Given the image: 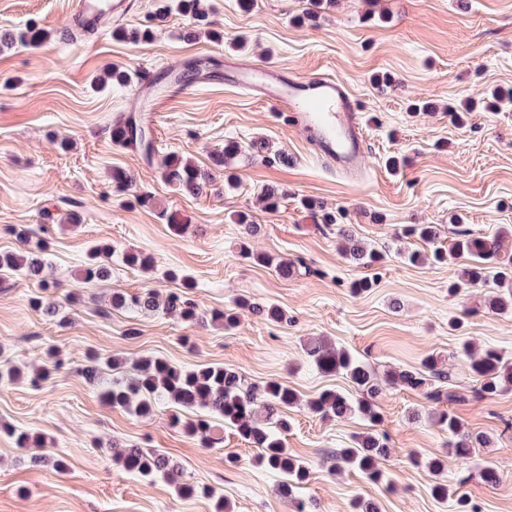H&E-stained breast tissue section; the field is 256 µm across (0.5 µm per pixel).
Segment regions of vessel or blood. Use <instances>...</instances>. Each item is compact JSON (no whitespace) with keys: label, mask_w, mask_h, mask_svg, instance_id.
<instances>
[{"label":"vessel or blood","mask_w":512,"mask_h":512,"mask_svg":"<svg viewBox=\"0 0 512 512\" xmlns=\"http://www.w3.org/2000/svg\"><path fill=\"white\" fill-rule=\"evenodd\" d=\"M130 7V0H76L70 20L101 23L125 16ZM229 80L289 113L294 125L315 142L328 166L352 179L363 172L366 139L343 82L318 74L299 83L275 68L248 65L235 67Z\"/></svg>","instance_id":"b4317fda"}]
</instances>
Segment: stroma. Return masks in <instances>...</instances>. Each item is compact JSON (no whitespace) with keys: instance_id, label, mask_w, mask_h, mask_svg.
<instances>
[{"instance_id":"obj_1","label":"stroma","mask_w":512,"mask_h":512,"mask_svg":"<svg viewBox=\"0 0 512 512\" xmlns=\"http://www.w3.org/2000/svg\"><path fill=\"white\" fill-rule=\"evenodd\" d=\"M209 3L221 40L186 39L191 17L172 13L159 21L161 0H135L119 25L151 26L154 38L134 44L114 38L108 26L67 38L71 0H0V29L34 21L50 32L40 47L0 49V251L20 250L10 229L28 227L32 241H45L58 283L57 314L49 317L31 305L40 293L35 281L21 272L0 275V356L25 370H52L37 385L0 384V423L38 434L37 455L66 462L61 472L50 462L31 465L1 431L0 512H214L217 494L232 512H295L276 491L278 476L257 465V449L234 430L217 428L206 448L174 424L188 412L169 401L147 418L106 405L100 390L111 372L99 383L77 373L92 354L129 364L146 355L182 367L219 364L255 386L275 380L294 389L301 403L288 412L284 440L310 471L297 493L309 512H355L361 502L378 512H455L460 497L470 512H512V388L477 396L461 349L466 342L512 358V313L488 309L479 287L449 293L465 259L408 260L412 252L450 247L460 229L512 232V105L483 104L493 91L512 89V0H470L465 9L459 0H334L314 24L301 19L307 0H250L246 9L239 0ZM192 59L214 64L208 86L170 97L148 120L160 151L205 168L226 143L242 145L232 161L236 188L199 197L169 186L138 152L113 145V122L143 110L138 85L97 82L108 65L134 75ZM237 61L271 62L292 78L341 80L366 134L363 177L352 182L327 170L286 113L228 85L223 74ZM256 140L265 155L252 153ZM116 169L134 190L152 193V207L116 191ZM268 186L288 192L274 211L258 201ZM306 199L344 209L346 224L382 261L365 268L344 258L336 229L318 223L303 207ZM240 212L260 224L256 238L246 239ZM170 213L181 218L182 231L167 224ZM415 224L436 225V243L411 235ZM245 241L254 252L296 262L295 275L283 278L243 259ZM99 243L112 247L111 278L77 282ZM130 249L152 256L155 269L126 266L122 254ZM171 270L193 277L189 296L203 314L244 296L280 306L288 319L273 323L244 310L227 331L160 310L112 307L116 292L179 291ZM362 278L373 288L354 289ZM318 336L380 378L436 358L467 396L454 414L464 429L486 434L489 446L469 459L455 456L432 402L387 387L378 398V431L391 454L380 463L381 479L336 471L333 452L350 447L368 424L309 410L308 401L328 389L357 395L348 379L319 371L307 355V342ZM115 442L166 454L197 494L183 498L162 480L127 471L112 456ZM433 457L444 463V500L432 496L433 479L421 465ZM485 462L497 467V485L481 480Z\"/></svg>"}]
</instances>
